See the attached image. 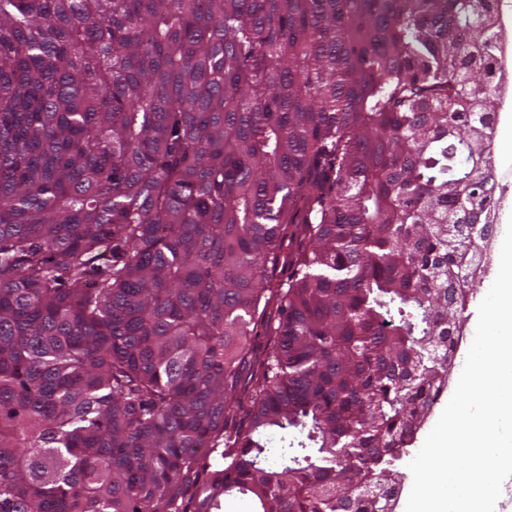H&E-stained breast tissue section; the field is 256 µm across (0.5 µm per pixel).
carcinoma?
<instances>
[{
	"mask_svg": "<svg viewBox=\"0 0 512 512\" xmlns=\"http://www.w3.org/2000/svg\"><path fill=\"white\" fill-rule=\"evenodd\" d=\"M500 52L496 0H0V512H386Z\"/></svg>",
	"mask_w": 512,
	"mask_h": 512,
	"instance_id": "1",
	"label": "carcinoma"
}]
</instances>
